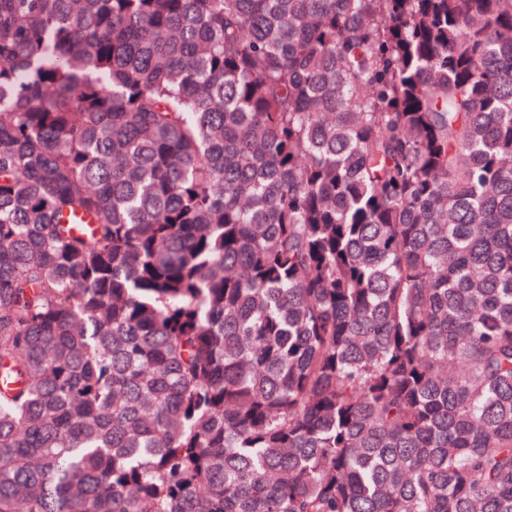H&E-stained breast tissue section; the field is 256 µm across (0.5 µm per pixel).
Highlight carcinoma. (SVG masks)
Segmentation results:
<instances>
[{"label": "carcinoma", "instance_id": "carcinoma-1", "mask_svg": "<svg viewBox=\"0 0 512 512\" xmlns=\"http://www.w3.org/2000/svg\"><path fill=\"white\" fill-rule=\"evenodd\" d=\"M0 512H512V0H0Z\"/></svg>", "mask_w": 512, "mask_h": 512}]
</instances>
